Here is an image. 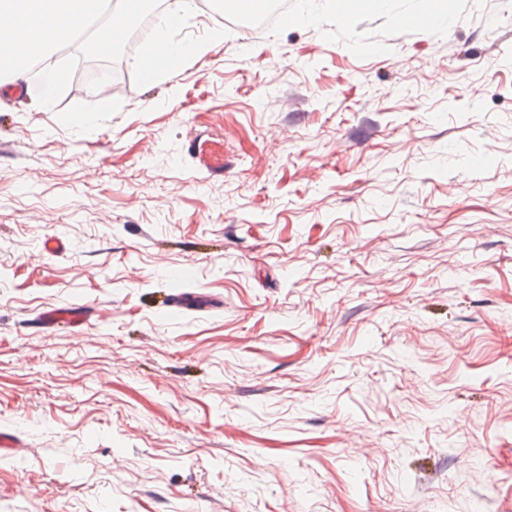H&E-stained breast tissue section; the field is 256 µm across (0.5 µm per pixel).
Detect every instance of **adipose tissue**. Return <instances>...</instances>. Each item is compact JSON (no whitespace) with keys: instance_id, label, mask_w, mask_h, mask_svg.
I'll use <instances>...</instances> for the list:
<instances>
[{"instance_id":"1","label":"adipose tissue","mask_w":512,"mask_h":512,"mask_svg":"<svg viewBox=\"0 0 512 512\" xmlns=\"http://www.w3.org/2000/svg\"><path fill=\"white\" fill-rule=\"evenodd\" d=\"M145 0H0V88L24 79L30 62L49 59L51 51L67 43L77 30L104 11L112 22L100 34L103 44L123 33ZM196 7L195 0H170L155 24V47L136 67L152 83L163 77L160 59L196 58L201 45L174 41L171 32Z\"/></svg>"}]
</instances>
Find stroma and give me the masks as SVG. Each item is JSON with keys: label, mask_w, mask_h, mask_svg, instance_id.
<instances>
[{"label": "stroma", "mask_w": 512, "mask_h": 512, "mask_svg": "<svg viewBox=\"0 0 512 512\" xmlns=\"http://www.w3.org/2000/svg\"><path fill=\"white\" fill-rule=\"evenodd\" d=\"M289 3L0 97V512H512V0ZM195 7L194 0H174L169 2L165 11L157 15L155 48L135 63L139 73L144 74L146 82L153 83L165 75L164 70L159 65L160 58H177L181 61H189L200 55L201 45L176 42L171 37L172 30L178 28L183 23L186 15Z\"/></svg>", "instance_id": "35a3bbf8"}]
</instances>
